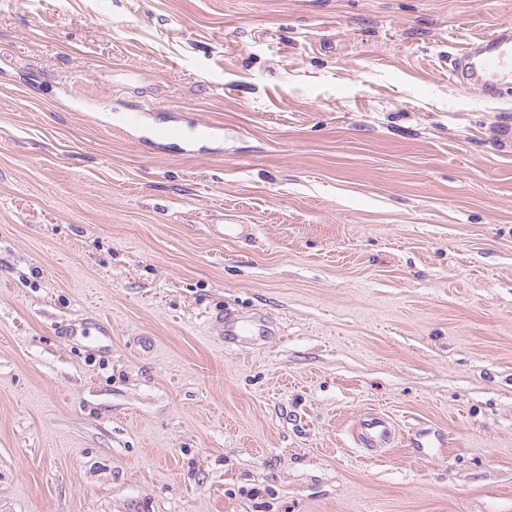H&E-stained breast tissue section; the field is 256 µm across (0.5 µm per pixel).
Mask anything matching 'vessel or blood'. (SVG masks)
I'll return each mask as SVG.
<instances>
[{
  "label": "vessel or blood",
  "instance_id": "b4317fda",
  "mask_svg": "<svg viewBox=\"0 0 512 512\" xmlns=\"http://www.w3.org/2000/svg\"><path fill=\"white\" fill-rule=\"evenodd\" d=\"M457 84L494 97L512 89V25H501L488 35L472 40L460 51L450 68ZM394 424L385 414L371 411L358 422V437L367 449L388 445Z\"/></svg>",
  "mask_w": 512,
  "mask_h": 512
}]
</instances>
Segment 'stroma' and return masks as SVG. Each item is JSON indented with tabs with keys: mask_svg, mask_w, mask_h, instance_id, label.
<instances>
[{
	"mask_svg": "<svg viewBox=\"0 0 512 512\" xmlns=\"http://www.w3.org/2000/svg\"><path fill=\"white\" fill-rule=\"evenodd\" d=\"M502 24L0 0V512H512V90L448 76ZM357 431L364 448H384L394 434V424L385 414L371 411L359 420Z\"/></svg>",
	"mask_w": 512,
	"mask_h": 512,
	"instance_id": "1",
	"label": "stroma"
}]
</instances>
